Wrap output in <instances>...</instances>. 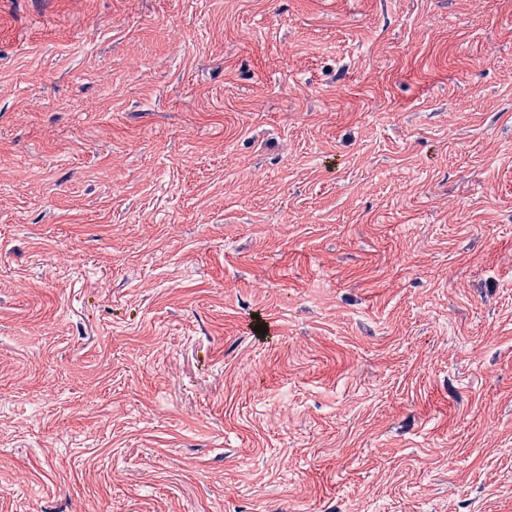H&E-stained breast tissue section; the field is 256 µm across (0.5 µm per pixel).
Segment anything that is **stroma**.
<instances>
[{
    "label": "stroma",
    "mask_w": 512,
    "mask_h": 512,
    "mask_svg": "<svg viewBox=\"0 0 512 512\" xmlns=\"http://www.w3.org/2000/svg\"><path fill=\"white\" fill-rule=\"evenodd\" d=\"M0 512H512V0H0Z\"/></svg>",
    "instance_id": "obj_1"
}]
</instances>
